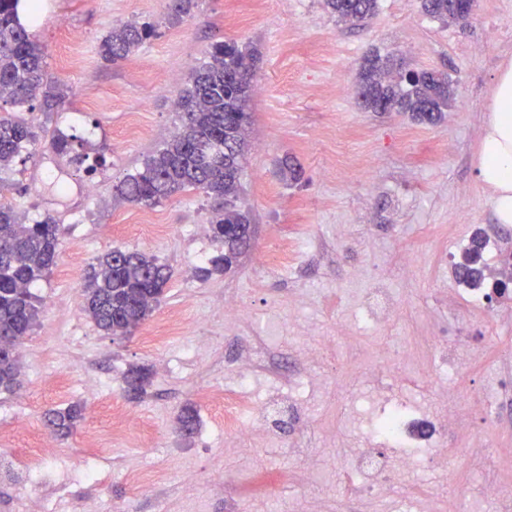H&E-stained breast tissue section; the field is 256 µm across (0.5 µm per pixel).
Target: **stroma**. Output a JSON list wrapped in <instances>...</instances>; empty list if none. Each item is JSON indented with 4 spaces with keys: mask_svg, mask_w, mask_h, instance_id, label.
Wrapping results in <instances>:
<instances>
[{
    "mask_svg": "<svg viewBox=\"0 0 512 512\" xmlns=\"http://www.w3.org/2000/svg\"><path fill=\"white\" fill-rule=\"evenodd\" d=\"M31 36L48 54L50 73L68 88L59 112H30L42 132L26 159L0 173V199L28 218L52 216L63 230L60 255L33 292L41 314L19 351L22 388L0 395V512H294L299 492L325 500L329 512L351 506L343 473L347 449L373 431L367 373L393 378L395 396L472 409L466 430L450 435L447 465L426 467L416 484L439 496L446 512H474L481 481L460 456L482 433L502 449L500 476L512 479V400L493 417L476 412L491 379L512 387V294L470 310L453 270L473 233L495 253L512 250V224L497 223L478 178L479 132L499 67L512 61V0H477L467 23L425 15L420 0H379L376 14L353 26L323 0H197L177 26L165 25L168 0H40ZM157 25L159 34L126 59L107 63L97 46L112 26ZM233 39L254 51L256 78L238 204L255 226L251 248L234 273L200 278L212 239L213 205L187 191L152 207L115 192L123 177L177 132L178 90L213 43ZM393 52L407 69L446 73L455 103L434 124L406 112H369L353 88L366 55ZM80 137L104 163L87 174L51 147L55 131ZM299 171L284 179L282 162ZM294 254L269 273L259 255L281 245ZM140 250L170 266L172 277L148 319L131 335L101 331L83 311V274L114 249ZM420 253L410 275L404 253ZM385 281L400 304L385 329L360 320L362 290ZM238 292L247 315L228 331L224 296ZM177 327L150 343L162 321ZM309 334H302L301 326ZM331 339L334 352L315 368L327 379L298 406L269 414L288 438L304 437L300 456L271 441L227 455L224 393L255 404L287 392L301 371L299 344ZM256 342L253 372L241 382L242 347ZM415 362L396 364L395 344ZM465 357L463 377L448 381L445 356ZM133 365L151 367L142 399L124 392ZM81 404L66 437L51 435L46 410ZM197 409L191 436L177 417ZM138 414L130 438L112 432L124 412ZM51 451L30 462L34 437ZM310 471L305 490L289 479ZM150 470L161 482L137 494L131 477ZM194 471L184 486L183 471Z\"/></svg>",
    "mask_w": 512,
    "mask_h": 512,
    "instance_id": "stroma-1",
    "label": "stroma"
}]
</instances>
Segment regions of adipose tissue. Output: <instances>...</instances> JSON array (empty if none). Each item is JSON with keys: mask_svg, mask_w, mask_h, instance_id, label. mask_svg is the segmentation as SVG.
Instances as JSON below:
<instances>
[{"mask_svg": "<svg viewBox=\"0 0 512 512\" xmlns=\"http://www.w3.org/2000/svg\"><path fill=\"white\" fill-rule=\"evenodd\" d=\"M479 134V179L489 190L498 223L512 224V61L492 87Z\"/></svg>", "mask_w": 512, "mask_h": 512, "instance_id": "ef3b65f1", "label": "adipose tissue"}]
</instances>
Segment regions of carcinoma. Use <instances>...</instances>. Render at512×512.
<instances>
[{
  "instance_id": "obj_1",
  "label": "carcinoma",
  "mask_w": 512,
  "mask_h": 512,
  "mask_svg": "<svg viewBox=\"0 0 512 512\" xmlns=\"http://www.w3.org/2000/svg\"><path fill=\"white\" fill-rule=\"evenodd\" d=\"M379 0H324L325 9L344 22H362L378 10ZM195 7V0H169L167 20L177 24ZM423 12L448 22V0H421ZM22 0H0V101L15 113L0 114V171H8L28 152L38 135L33 125L19 116L39 110L57 111L67 87L48 71L45 47L32 39L21 13ZM155 35L151 25L127 22L112 28L99 44L107 62L122 60ZM253 54L235 41L211 45L207 56L194 67L191 79L178 93L176 110L181 131L155 150L136 171L124 176L116 191L127 201L151 207L178 193L199 190L215 203L211 232L222 251L209 259L204 273H232L250 248V218L239 210L242 161L251 84L247 68ZM359 104L377 112H409L415 119L434 123L455 101L448 75L436 71H397L393 56L378 52L365 58L356 91ZM75 138L58 134L55 152L70 156L90 174L102 165H85L88 155L74 147ZM61 229L49 215L30 220L13 205L0 202V338H23L40 314V302L31 286L55 266ZM486 266L455 265L460 281L475 288L486 282ZM172 276L171 268L146 253L114 249L97 259L83 286L84 312L111 336H125L151 314ZM151 376L149 367L134 366L125 381L140 380L144 392ZM22 387L18 353L0 352V393ZM56 436L73 432L82 419V407L70 404L45 413Z\"/></svg>"
}]
</instances>
